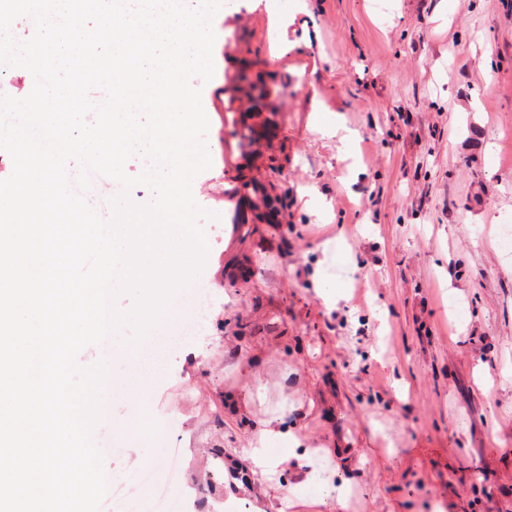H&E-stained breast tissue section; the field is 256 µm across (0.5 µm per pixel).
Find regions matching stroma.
<instances>
[{
  "label": "stroma",
  "mask_w": 512,
  "mask_h": 512,
  "mask_svg": "<svg viewBox=\"0 0 512 512\" xmlns=\"http://www.w3.org/2000/svg\"><path fill=\"white\" fill-rule=\"evenodd\" d=\"M387 2L308 0L281 59L261 0L216 15L220 150L194 193L216 312L199 367L172 358L151 393L152 459L115 439L108 478L164 470L176 444L179 487L202 485L212 449L242 454L282 415L351 490L284 512H512V0ZM316 108L356 132L352 153L312 129ZM348 256L327 308L311 271Z\"/></svg>",
  "instance_id": "stroma-1"
}]
</instances>
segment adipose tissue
I'll return each mask as SVG.
<instances>
[{"label": "adipose tissue", "instance_id": "obj_1", "mask_svg": "<svg viewBox=\"0 0 512 512\" xmlns=\"http://www.w3.org/2000/svg\"><path fill=\"white\" fill-rule=\"evenodd\" d=\"M267 9L271 17V28L275 34L273 55L281 58L294 49L288 39V27L297 15L306 12L305 0H269ZM258 432L250 441V448L242 456L229 457L224 462V503L233 512H264L252 505L255 490L254 476L274 474L281 458L273 456V449L285 450V457L293 459L289 474L278 482L280 497L297 496L308 492L311 501L319 502L325 497L335 496L337 503H345L349 483L346 479L335 480L326 476L321 467L320 451L303 445L283 418L260 421Z\"/></svg>", "mask_w": 512, "mask_h": 512}]
</instances>
